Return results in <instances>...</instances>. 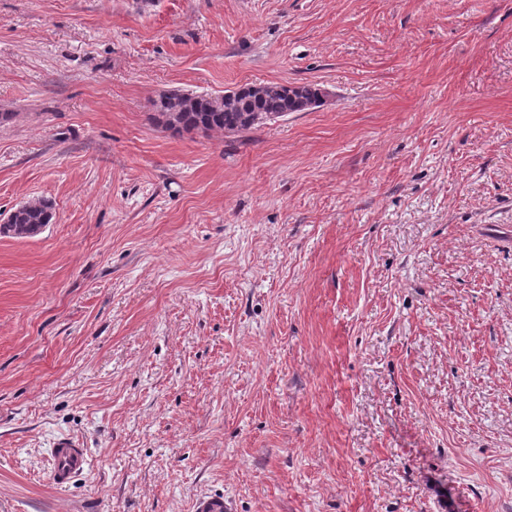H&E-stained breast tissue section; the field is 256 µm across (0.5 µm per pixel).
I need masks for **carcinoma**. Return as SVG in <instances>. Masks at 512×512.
Masks as SVG:
<instances>
[{"mask_svg":"<svg viewBox=\"0 0 512 512\" xmlns=\"http://www.w3.org/2000/svg\"><path fill=\"white\" fill-rule=\"evenodd\" d=\"M320 99V90L312 84H268L261 93L251 85H244L233 99L173 92L154 102V119L178 134L214 129L239 133L258 125V117L278 118L290 112H303L315 107ZM52 219V201L46 198L29 201L11 213L9 223L0 224V236L33 237Z\"/></svg>","mask_w":512,"mask_h":512,"instance_id":"1","label":"carcinoma"}]
</instances>
